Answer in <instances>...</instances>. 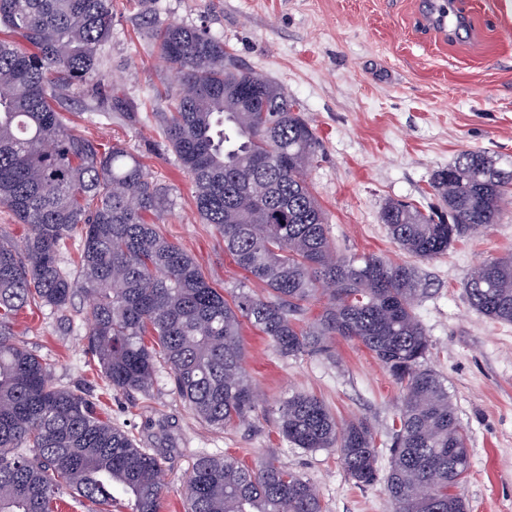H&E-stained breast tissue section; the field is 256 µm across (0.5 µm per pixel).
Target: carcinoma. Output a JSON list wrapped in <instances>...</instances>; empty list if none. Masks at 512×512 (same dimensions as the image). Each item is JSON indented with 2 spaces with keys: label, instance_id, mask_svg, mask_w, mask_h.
Here are the masks:
<instances>
[{
  "label": "carcinoma",
  "instance_id": "carcinoma-1",
  "mask_svg": "<svg viewBox=\"0 0 512 512\" xmlns=\"http://www.w3.org/2000/svg\"><path fill=\"white\" fill-rule=\"evenodd\" d=\"M141 6L154 51L179 76L154 119L190 179L198 216L261 289L226 297L213 287L157 230L171 209L168 189L125 146L104 150L73 129L65 102L75 95L90 112L131 115L125 94L100 74L112 0H0V207L29 228L19 245L0 239V512H54L63 487L96 512H112L115 487L133 512H160L158 455L103 419L84 389L55 386L15 341L19 312L64 310L79 291L90 301L88 350L112 391L146 390L162 361L173 391L218 430L256 411L243 324L284 357L326 354L334 336L360 343L400 386L385 474L369 424H338L314 396L281 402L280 435L306 451L337 449L358 487L383 480L391 512H468L469 435L448 386L423 365L430 343L416 308L428 289L418 267L337 255L306 180L320 143L303 113L275 82L237 66L206 26L157 23L149 0ZM432 188L448 220L400 202L380 214L393 243L420 260L497 223L512 198V158L465 150L434 173ZM75 236L73 271L61 253ZM464 288L478 313L512 323L511 254L482 262ZM322 292L328 304L300 325ZM184 498L185 512H323L296 471L227 455L197 459Z\"/></svg>",
  "mask_w": 512,
  "mask_h": 512
}]
</instances>
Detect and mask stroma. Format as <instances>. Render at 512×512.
<instances>
[{"mask_svg":"<svg viewBox=\"0 0 512 512\" xmlns=\"http://www.w3.org/2000/svg\"><path fill=\"white\" fill-rule=\"evenodd\" d=\"M427 0H154L158 21L207 22L240 65L262 74L299 105L321 143L307 179L323 207L339 256L377 254L407 262L380 213L391 200L438 204L431 180L463 150L512 157V0H452L468 28L451 34L425 19ZM101 73L133 102L132 117H105L84 99L67 103L76 130L102 147L123 144L170 191L159 232L195 258L218 287L247 284L202 223L192 185L153 114L177 74L151 51L139 0H112V37ZM512 252V204L497 224L418 261L428 286L417 307L431 347L424 365L441 375L469 434L463 493L470 512H512V324L470 305L463 285L484 260ZM88 302L19 314L17 342L46 364L61 388L84 387L114 424L158 453L166 491L161 512H185L183 484L202 456L229 454L249 467L276 456L313 483L323 512H389L382 484L356 487L336 449L291 446L276 429L280 403L295 392L319 398L340 422L366 420L382 451L398 413L400 387L359 343L333 339L330 355L283 357L244 326L245 369L258 394L243 424L216 430L199 420L158 366L152 386L115 393L87 352Z\"/></svg>","mask_w":512,"mask_h":512,"instance_id":"1","label":"stroma"}]
</instances>
